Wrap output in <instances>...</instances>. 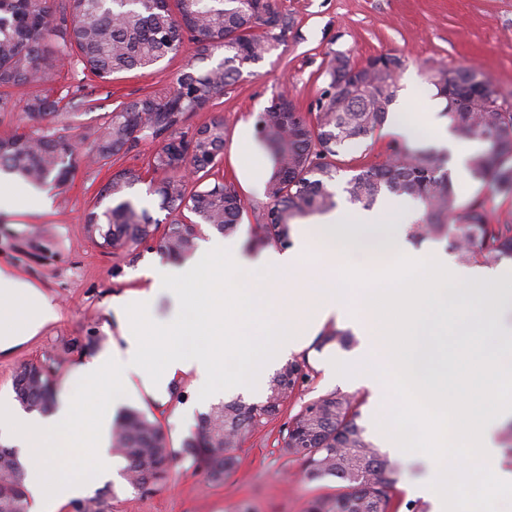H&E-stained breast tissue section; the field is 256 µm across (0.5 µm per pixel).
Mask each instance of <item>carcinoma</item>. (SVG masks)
<instances>
[{"label": "carcinoma", "instance_id": "obj_1", "mask_svg": "<svg viewBox=\"0 0 512 512\" xmlns=\"http://www.w3.org/2000/svg\"><path fill=\"white\" fill-rule=\"evenodd\" d=\"M289 29L290 21L272 0H175L173 8L168 0H67L59 11L50 10L45 0H0V88L47 80L62 56L75 57L98 78L110 80L149 70L177 54L186 32L195 45L174 85L111 112L95 130L92 145L81 152L74 149L71 126L55 124L59 101L33 96L25 107L32 125L0 137V172L35 185H62L83 163L106 165L143 139H160L148 169L162 178L149 180L148 190L172 220L158 249L188 258L206 232L236 234L245 202L234 183L209 182L224 155V120L214 119L189 135L181 125L237 82L245 69L286 43ZM218 51L223 60L203 66ZM404 65L395 53L358 65L336 55L326 69L328 86L308 111L282 95L260 113L257 129L274 173L265 185L266 222L257 225L255 243L284 246L292 226L336 208L330 186L346 166L339 156L386 124ZM427 80L446 100L445 115L455 135L482 144L469 159L470 175L511 195L512 104L471 66H433ZM142 182L138 169L115 172L103 193L116 204L87 215V234L101 249L120 256L154 240L159 221L128 197V190ZM344 191L351 203L365 209L383 194L415 199L421 213L411 224V237L446 238L461 262L512 258V221L492 223L480 204L462 208L447 158L432 147L394 143L382 162L359 167ZM321 337L342 348L352 343L351 335L337 328L324 330ZM59 366L58 358L48 357L15 371V398L26 411L53 408ZM313 372L306 359L287 362L273 376L265 401L212 407L199 416L196 431L178 452L169 448L157 419L128 409L112 426V454L126 460L124 476L133 487L162 479L179 459L219 483L234 466L233 451L281 417ZM358 418L355 400L335 391L309 401L281 425L279 439L302 460L309 480L334 478L346 489L334 499L313 500L308 512H399L401 502L394 494L398 465L366 439ZM0 512H28L18 451L2 444Z\"/></svg>", "mask_w": 512, "mask_h": 512}]
</instances>
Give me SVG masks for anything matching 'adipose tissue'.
<instances>
[{"mask_svg":"<svg viewBox=\"0 0 512 512\" xmlns=\"http://www.w3.org/2000/svg\"><path fill=\"white\" fill-rule=\"evenodd\" d=\"M244 182L255 192H263L273 172V163L251 131H244L237 145ZM57 310L45 295L19 279L9 269L0 268V350L10 347L16 337L33 334L55 320Z\"/></svg>","mask_w":512,"mask_h":512,"instance_id":"ef3b65f1","label":"adipose tissue"}]
</instances>
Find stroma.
Wrapping results in <instances>:
<instances>
[{
	"instance_id": "1",
	"label": "stroma",
	"mask_w": 512,
	"mask_h": 512,
	"mask_svg": "<svg viewBox=\"0 0 512 512\" xmlns=\"http://www.w3.org/2000/svg\"><path fill=\"white\" fill-rule=\"evenodd\" d=\"M290 21L288 41L254 65L251 73L203 110L192 113L184 124L193 131L215 117H223L227 130L225 157L218 178L239 182L232 160L233 146L245 124L255 123L273 98L288 94L300 107L320 96L329 78L325 73L330 54L343 53L354 62L385 53L404 55L407 62L397 75L395 109L413 113L424 138L434 127L417 112L416 96L428 91L426 71L436 65L473 64L480 67L494 87L512 92V0H273ZM194 51L185 43L174 58L161 61L159 71H131L105 82L79 64L55 68L48 84H25L9 88L16 109L0 112V137L13 132L28 99L37 93L70 94L61 122L77 113L76 133L91 140L105 113L120 103L171 85ZM156 145L143 141L112 164L80 166L65 185H49L48 209L5 212L0 210V266L29 282L56 306L58 317L35 335L0 351V400H14L12 376L23 364L50 355L62 358L57 396L70 392L72 371L89 359L86 351L74 349L89 330L102 337L100 350L110 349L121 336L120 317L112 307L116 297L151 288L143 275L157 255L156 249L140 248L137 258L105 252L86 236L89 211H103L112 201L100 193L114 171L146 168ZM462 206L483 203L491 220L512 218V199H503L471 176H454ZM316 374L292 400L289 410L331 391L361 400L360 422L369 439L377 437V418L362 386L342 381L333 372L332 361H350L354 349L330 344L307 345L303 351ZM172 391L184 393V401L171 394L156 397L140 379L131 378L126 406L143 410L159 420L172 449L194 431L199 414L208 404L198 399L195 377L187 372L171 381ZM237 463L216 484L200 470L183 463L166 480L149 490L132 487L125 479L98 485L96 494L107 503V512H308L319 497H335L342 490L332 479L307 480L303 467L278 439L277 423H270L235 452Z\"/></svg>"
}]
</instances>
